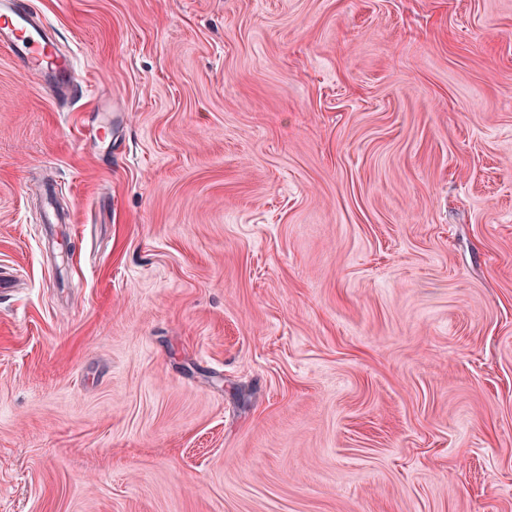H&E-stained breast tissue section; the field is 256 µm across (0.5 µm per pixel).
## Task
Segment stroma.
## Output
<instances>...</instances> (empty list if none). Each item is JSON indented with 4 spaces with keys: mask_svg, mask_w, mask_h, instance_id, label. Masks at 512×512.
I'll list each match as a JSON object with an SVG mask.
<instances>
[{
    "mask_svg": "<svg viewBox=\"0 0 512 512\" xmlns=\"http://www.w3.org/2000/svg\"><path fill=\"white\" fill-rule=\"evenodd\" d=\"M33 2L0 512H512V0ZM0 45L58 100L80 93L74 58L40 18L31 0L0 1Z\"/></svg>",
    "mask_w": 512,
    "mask_h": 512,
    "instance_id": "obj_1",
    "label": "stroma"
}]
</instances>
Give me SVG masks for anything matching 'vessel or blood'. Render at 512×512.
Wrapping results in <instances>:
<instances>
[{
	"label": "vessel or blood",
	"instance_id": "b4317fda",
	"mask_svg": "<svg viewBox=\"0 0 512 512\" xmlns=\"http://www.w3.org/2000/svg\"><path fill=\"white\" fill-rule=\"evenodd\" d=\"M0 46L58 100L77 99L74 58L40 18L31 0H0Z\"/></svg>",
	"mask_w": 512,
	"mask_h": 512
}]
</instances>
